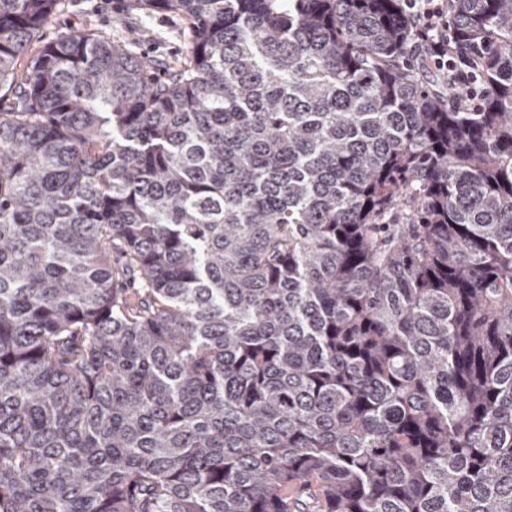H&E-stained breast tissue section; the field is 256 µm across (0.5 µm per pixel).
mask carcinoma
I'll use <instances>...</instances> for the list:
<instances>
[{
    "instance_id": "obj_1",
    "label": "carcinoma",
    "mask_w": 512,
    "mask_h": 512,
    "mask_svg": "<svg viewBox=\"0 0 512 512\" xmlns=\"http://www.w3.org/2000/svg\"><path fill=\"white\" fill-rule=\"evenodd\" d=\"M0 0V512H512V0ZM128 0H62L31 43L23 61L39 53L47 41L68 33L94 32L129 45L137 55L157 61L163 75L189 50L186 21L174 13L143 15L128 8ZM441 2V3H439ZM445 0H403V10L415 28L417 45L424 53L428 68L438 71L426 73L428 80L448 99V87L453 89L458 108L468 109L485 88L478 86L476 67L458 60L448 36V4ZM446 70L444 72H439ZM464 90L465 95L457 92Z\"/></svg>"
}]
</instances>
